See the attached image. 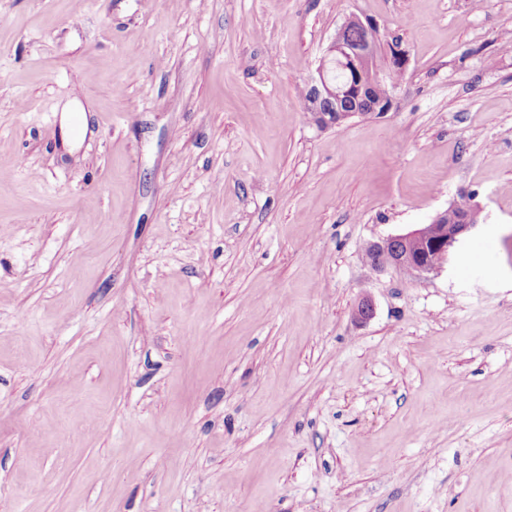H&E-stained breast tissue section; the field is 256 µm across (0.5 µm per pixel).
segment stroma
Listing matches in <instances>:
<instances>
[{
  "instance_id": "35a3bbf8",
  "label": "stroma",
  "mask_w": 512,
  "mask_h": 512,
  "mask_svg": "<svg viewBox=\"0 0 512 512\" xmlns=\"http://www.w3.org/2000/svg\"><path fill=\"white\" fill-rule=\"evenodd\" d=\"M353 13L408 67L323 130ZM1 170L0 512H512V0H0ZM479 224L468 209H461L460 202H455L429 224L381 238L367 248L379 257L377 271L390 267L423 278L441 270L452 249Z\"/></svg>"
}]
</instances>
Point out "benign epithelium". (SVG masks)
Segmentation results:
<instances>
[{
  "mask_svg": "<svg viewBox=\"0 0 512 512\" xmlns=\"http://www.w3.org/2000/svg\"><path fill=\"white\" fill-rule=\"evenodd\" d=\"M354 21L366 29L371 38L358 47L351 46L345 39V27H340L327 48L315 72L309 77L305 97L306 110L312 113L316 125L330 128L355 116L340 108L346 97H361L364 89L391 86L383 111L392 107L393 91L398 84L394 81V70L405 69L408 55L397 43L382 47L377 26L356 15L346 22ZM352 63L361 76L357 86L340 85L333 72L337 68H347ZM479 225L471 212L461 208L460 203L451 204L428 224H419L405 232L390 235L368 245L371 254L378 257L376 270L395 268L417 278L437 272L448 263L452 249Z\"/></svg>",
  "mask_w": 512,
  "mask_h": 512,
  "instance_id": "obj_1",
  "label": "benign epithelium"
}]
</instances>
